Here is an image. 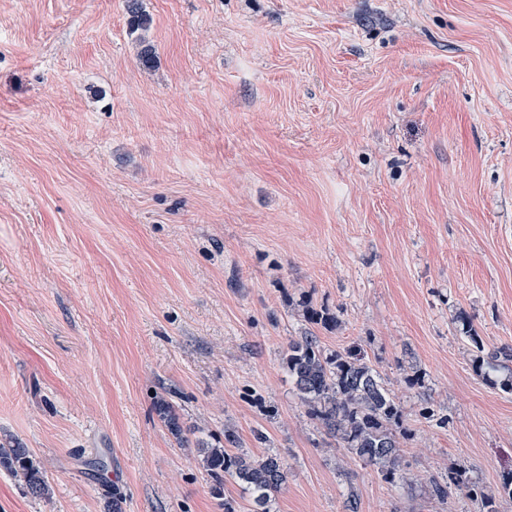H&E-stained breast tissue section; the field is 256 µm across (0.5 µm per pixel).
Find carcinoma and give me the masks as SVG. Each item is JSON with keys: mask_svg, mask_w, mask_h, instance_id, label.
Here are the masks:
<instances>
[{"mask_svg": "<svg viewBox=\"0 0 512 512\" xmlns=\"http://www.w3.org/2000/svg\"><path fill=\"white\" fill-rule=\"evenodd\" d=\"M127 9L133 28L149 24L139 0H127ZM464 339L476 373L496 374L493 384L512 393V347H491L471 328ZM282 367L308 419L337 441L343 455L372 467L390 484L408 481L404 447L411 433L404 425V408L363 348L349 345L331 350L306 331L289 339ZM153 405L168 431L185 445L173 403L157 396ZM235 443L237 436L228 429L222 443L196 440L200 463L214 480L215 495H223L224 482L232 481L249 496L253 512H274L276 495L288 479L287 467L276 454L254 456L233 447ZM0 468L33 494L49 490L45 472L26 448L0 444Z\"/></svg>", "mask_w": 512, "mask_h": 512, "instance_id": "1", "label": "carcinoma"}]
</instances>
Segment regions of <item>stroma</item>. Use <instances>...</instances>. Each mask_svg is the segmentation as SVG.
I'll return each mask as SVG.
<instances>
[{
	"mask_svg": "<svg viewBox=\"0 0 512 512\" xmlns=\"http://www.w3.org/2000/svg\"><path fill=\"white\" fill-rule=\"evenodd\" d=\"M141 5L0 0V443L49 481L0 469V512H224L171 388L189 441L280 455L276 512H479L429 493L459 469L512 512V394L462 333L512 346V0ZM303 299L400 397L416 484L307 418ZM153 405L160 420L164 423L168 431L178 440L180 445L184 446L185 443L188 444L189 441L182 436L183 429L173 403L162 396H156ZM0 468L19 478L32 494L44 495L49 486L45 472L34 462L27 448L0 444Z\"/></svg>",
	"mask_w": 512,
	"mask_h": 512,
	"instance_id": "stroma-1",
	"label": "stroma"
}]
</instances>
